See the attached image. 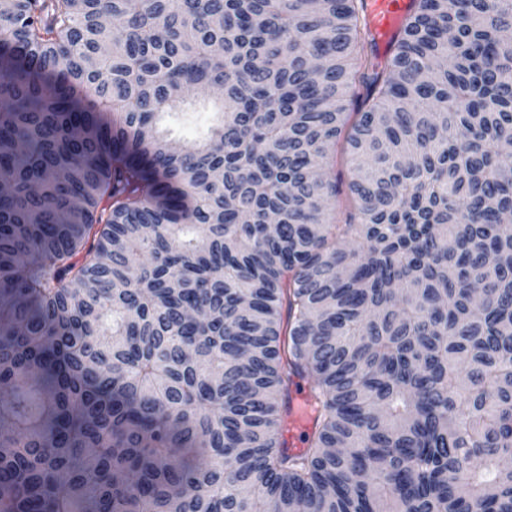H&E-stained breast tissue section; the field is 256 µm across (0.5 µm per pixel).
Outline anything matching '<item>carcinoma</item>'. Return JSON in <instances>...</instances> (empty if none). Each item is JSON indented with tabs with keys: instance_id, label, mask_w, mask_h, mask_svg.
<instances>
[{
	"instance_id": "cac0c4a2",
	"label": "carcinoma",
	"mask_w": 512,
	"mask_h": 512,
	"mask_svg": "<svg viewBox=\"0 0 512 512\" xmlns=\"http://www.w3.org/2000/svg\"><path fill=\"white\" fill-rule=\"evenodd\" d=\"M362 8L0 0V512H512V0ZM411 7L412 0H365L366 29L377 46L380 63L385 62ZM211 109L209 104L206 109H200L195 112L190 111L181 118L177 126L175 135L183 139H194L201 135L209 126L211 121ZM291 392L292 411L283 423L282 438L291 451L301 452L305 448V438L313 427V415L308 406L307 386L301 380H296Z\"/></svg>"
}]
</instances>
